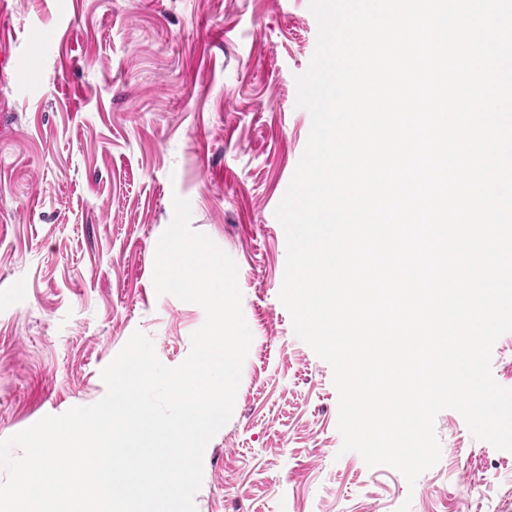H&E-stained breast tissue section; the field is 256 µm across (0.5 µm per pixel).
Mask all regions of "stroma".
Here are the masks:
<instances>
[{
  "label": "stroma",
  "mask_w": 512,
  "mask_h": 512,
  "mask_svg": "<svg viewBox=\"0 0 512 512\" xmlns=\"http://www.w3.org/2000/svg\"><path fill=\"white\" fill-rule=\"evenodd\" d=\"M1 30L0 439L101 399L135 331L185 360L205 313L153 284L178 195L236 262L253 335L197 512H512V452L456 411L415 485L341 453L332 368L279 299L309 0H0Z\"/></svg>",
  "instance_id": "35a3bbf8"
}]
</instances>
